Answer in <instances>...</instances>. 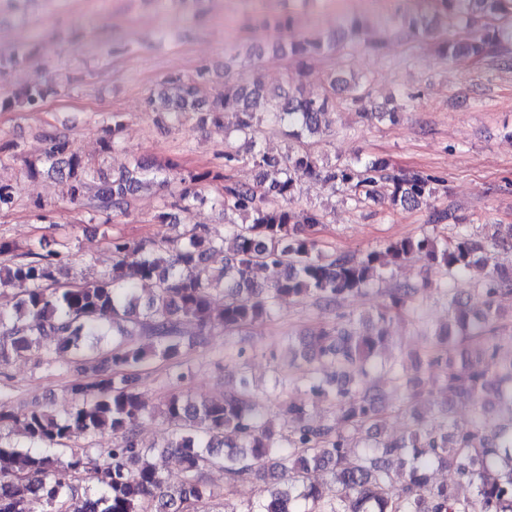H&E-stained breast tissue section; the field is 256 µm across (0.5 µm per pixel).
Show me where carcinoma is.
Returning a JSON list of instances; mask_svg holds the SVG:
<instances>
[{
	"label": "carcinoma",
	"mask_w": 512,
	"mask_h": 512,
	"mask_svg": "<svg viewBox=\"0 0 512 512\" xmlns=\"http://www.w3.org/2000/svg\"><path fill=\"white\" fill-rule=\"evenodd\" d=\"M406 12L410 32L446 54L495 57L512 39V25L501 23L512 14V0H427ZM450 13L470 23L484 20V32L454 43L439 39ZM291 20L289 11L263 15L254 29L286 33ZM361 33L354 24L340 38L294 35L287 52L302 65ZM169 83L175 93L163 91L150 101L149 111L163 121L203 109L205 120L215 125L232 115V131L250 144L249 160L258 174L251 183L228 174L243 160L230 147L224 150V171L215 174L186 178L173 166H123L101 183L91 208L121 211L131 196L150 186L171 195L169 208L185 212L200 198L199 184L207 182L213 205L229 226L227 234L215 237L207 225L192 224L181 235L158 241L114 237L112 278L95 282L55 279L68 249L64 241L41 242L16 255L12 265L0 266V295L18 283L31 284L16 313L0 308V369L38 347L49 355L71 354L78 375L70 387L74 405L65 418L39 408L18 416L0 396V429L19 426L36 447L22 452L0 440V512H35L36 503L45 506L42 512H212L208 505L216 493L203 479L209 469L224 471V512H512V422L491 434L481 429L486 395L512 405V360L492 373L485 368L495 355L497 333L508 327L509 317L494 301L501 292H512V270L493 267L473 294L450 289L448 324L434 332L432 350L424 355L428 366L442 371L448 395L472 403L469 425L449 422L448 403L416 391L404 436L387 442L377 437L350 454L355 434L380 426L386 405L381 391L368 384L370 368L388 345V322L418 313L416 288L393 289L374 316L343 315L312 333L298 351L310 400L284 399L291 378L275 379L274 391L288 419L286 433L266 427L256 413L242 350L226 358L237 368L239 382L224 399L196 403L175 390L159 407L145 402L135 385L139 368L155 361L179 365L186 350L206 347L216 330L232 333L261 325L282 297L336 306L415 254L455 278L472 265L491 264L500 248L512 250L511 224L495 225L490 237L458 224L449 236L434 232L392 240L358 259L320 253L311 230L325 214L297 207L305 180L330 181L358 203L387 201L402 209L419 206L435 192V177L395 174L384 160L319 163L308 140L330 131L340 104L336 86L364 111L362 86L333 77L319 91L301 85L291 95L269 91L255 79L226 82L204 109L209 69H199L191 81L172 77ZM52 92L49 86H28L1 99L0 107H36ZM264 121L288 128L293 146L280 157L255 150ZM46 140L40 165L66 186L71 202H82L93 163L72 152L64 135L48 134ZM214 253L224 256L216 274L206 265ZM257 266L273 271V277L256 281ZM218 290L224 302L217 306ZM381 368L399 386L414 387L415 380L396 363ZM328 401L336 404L341 430L310 419L311 407ZM434 409L440 422L423 428ZM156 413L172 426L162 447L180 463L182 476L175 485L167 483L138 436L139 422ZM106 430L115 436L110 448L68 447L75 433ZM56 447L65 453L52 452ZM436 465L451 469L456 484L468 486L471 495L461 498L455 487L434 484ZM320 469L330 473L328 481L311 479V472ZM396 473L404 479L399 493L393 486ZM243 482L256 483L257 493L239 503L233 495Z\"/></svg>",
	"instance_id": "cac0c4a2"
}]
</instances>
